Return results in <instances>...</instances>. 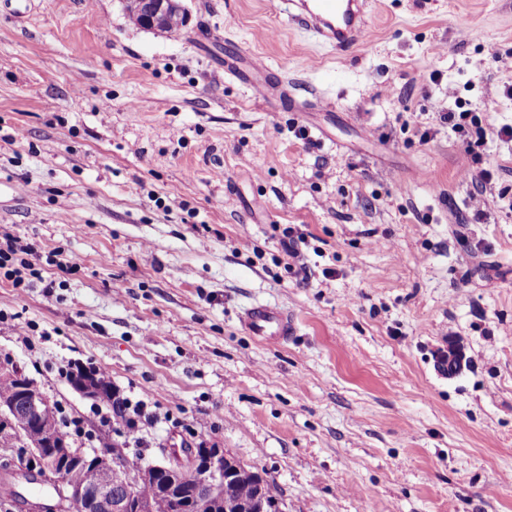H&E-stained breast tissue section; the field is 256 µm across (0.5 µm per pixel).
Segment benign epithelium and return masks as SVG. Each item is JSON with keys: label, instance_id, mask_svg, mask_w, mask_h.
Returning <instances> with one entry per match:
<instances>
[{"label": "benign epithelium", "instance_id": "benign-epithelium-1", "mask_svg": "<svg viewBox=\"0 0 512 512\" xmlns=\"http://www.w3.org/2000/svg\"><path fill=\"white\" fill-rule=\"evenodd\" d=\"M127 13L143 17L146 27L160 33L170 32L169 19L181 15L188 17L182 0H123ZM48 400L39 390L24 387L19 396L10 401L0 400V429L5 432L34 434V441L24 444L17 454L26 458L39 448L47 449L40 468L25 462L18 464L14 475L27 482L50 477L51 492L33 502L18 495L28 512H141L136 501V488L145 468L154 475L172 478L189 477L194 483V496L200 500L212 493L224 480V450L206 448L197 444L181 450L165 448L164 463L144 465L141 459L129 458L122 448L104 450L86 455L67 446L55 426L47 422L44 409ZM75 456L89 457V463L99 467L100 481L96 488H76L62 478V464ZM122 469L127 474L124 492L112 493V471Z\"/></svg>", "mask_w": 512, "mask_h": 512}]
</instances>
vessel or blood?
I'll list each match as a JSON object with an SVG mask.
<instances>
[{"label": "vessel or blood", "mask_w": 512, "mask_h": 512, "mask_svg": "<svg viewBox=\"0 0 512 512\" xmlns=\"http://www.w3.org/2000/svg\"><path fill=\"white\" fill-rule=\"evenodd\" d=\"M367 5L368 0H282L280 13L287 25L302 28L343 57L367 40ZM241 322L251 335L268 342L286 341L295 328L287 312L266 304L247 308Z\"/></svg>", "instance_id": "1"}]
</instances>
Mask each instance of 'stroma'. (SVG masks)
<instances>
[{
	"instance_id": "1",
	"label": "stroma",
	"mask_w": 512,
	"mask_h": 512,
	"mask_svg": "<svg viewBox=\"0 0 512 512\" xmlns=\"http://www.w3.org/2000/svg\"><path fill=\"white\" fill-rule=\"evenodd\" d=\"M372 2L343 59L274 0H184L172 35L120 0L0 11V241L35 244L54 284L0 275V365L73 447L204 441L265 473L284 512H512V142L494 134L512 70L492 61L512 54V0ZM229 56L332 111L272 109ZM452 92L490 132L480 194L453 136L420 138ZM257 302L296 335L245 333ZM76 364L146 403L137 439L74 390Z\"/></svg>"
}]
</instances>
